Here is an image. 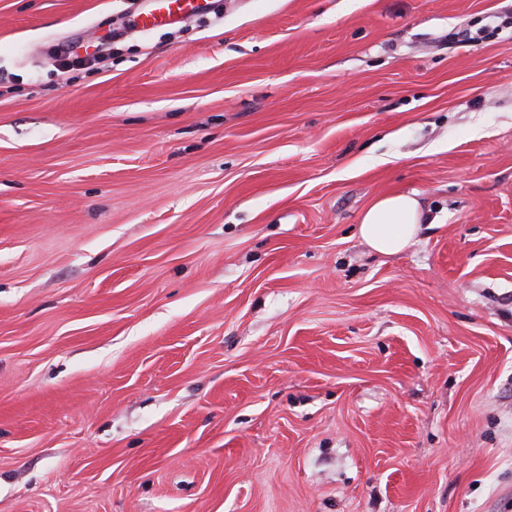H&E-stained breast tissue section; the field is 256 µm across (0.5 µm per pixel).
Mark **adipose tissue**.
Instances as JSON below:
<instances>
[{
	"mask_svg": "<svg viewBox=\"0 0 512 512\" xmlns=\"http://www.w3.org/2000/svg\"><path fill=\"white\" fill-rule=\"evenodd\" d=\"M422 220L419 200L410 194L376 199L362 214L359 236L375 251L395 254L412 243Z\"/></svg>",
	"mask_w": 512,
	"mask_h": 512,
	"instance_id": "1",
	"label": "adipose tissue"
}]
</instances>
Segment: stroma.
<instances>
[{
    "label": "stroma",
    "mask_w": 512,
    "mask_h": 512,
    "mask_svg": "<svg viewBox=\"0 0 512 512\" xmlns=\"http://www.w3.org/2000/svg\"><path fill=\"white\" fill-rule=\"evenodd\" d=\"M149 7L0 0V512H512V0ZM155 8L142 19V25L153 27L176 20L187 13L207 8V0H156ZM422 220L419 200L410 194L376 199L362 214L359 236L375 251L395 254L412 243Z\"/></svg>",
    "instance_id": "obj_1"
}]
</instances>
